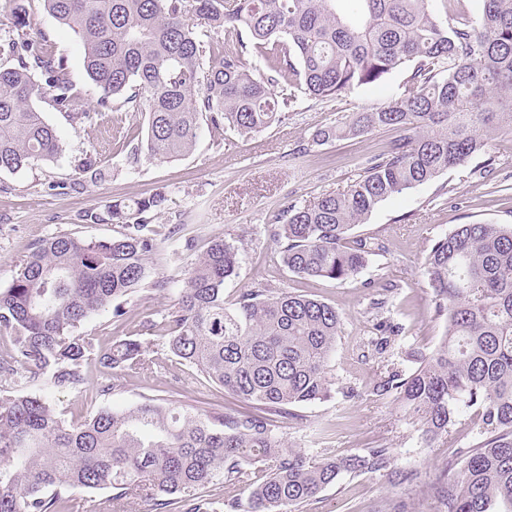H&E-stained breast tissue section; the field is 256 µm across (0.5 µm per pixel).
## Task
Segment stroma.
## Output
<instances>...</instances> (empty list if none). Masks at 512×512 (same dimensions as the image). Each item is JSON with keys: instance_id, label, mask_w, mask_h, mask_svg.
Returning a JSON list of instances; mask_svg holds the SVG:
<instances>
[{"instance_id": "stroma-1", "label": "stroma", "mask_w": 512, "mask_h": 512, "mask_svg": "<svg viewBox=\"0 0 512 512\" xmlns=\"http://www.w3.org/2000/svg\"><path fill=\"white\" fill-rule=\"evenodd\" d=\"M30 16L34 28L46 33L65 57L79 90L75 110L86 118L72 122L49 101H38L37 109L60 139V156L19 172L0 170V289L9 287L15 270L40 240L60 234L111 238L114 225L87 220L88 211H103L115 200L163 193L166 207L151 219L158 238H165L173 225L183 224L195 238L196 252L205 251L217 236L239 246L238 274L224 285L226 303L268 283L330 303L341 315L336 350L329 362L333 378L329 397L274 417L271 430L311 457L363 456L371 449L386 448L391 463L377 473L341 474L305 504L303 512H441L431 490L443 481L448 462L471 445L475 414L464 412L451 439L428 446L404 419L394 395H375L371 389L388 369L409 373L416 366V355L435 350L444 335L443 322L433 317V294L423 275L432 241L459 224L512 225V141L490 147L495 158L491 171H483L474 159L374 209L354 232L380 236L385 249L372 255L354 280H303L274 262L277 245L270 217L288 202L310 201L346 189L362 174L368 159L399 138V130L390 128L324 145L312 141L318 128L379 106L402 92L404 73H392L380 84L330 101H302L288 109L282 122L250 137L226 132L220 147L213 146L204 127L186 156L172 161L142 156L134 161L131 143L145 139L146 116L95 111L99 90L85 71L80 38L58 24L42 0H31ZM90 155L108 167L104 181L88 189H52V182L72 177ZM152 266L158 276L170 279L166 291L134 294L122 323L113 322L111 311H102L83 325V333L108 345L137 336L141 323L160 320L175 310L187 278L185 266L173 264L163 251L154 256ZM381 294L388 301L385 318L402 328L385 366L372 346L371 301ZM149 341L159 357L149 373L115 374L92 363L86 384L49 391V400L69 418L103 407L125 409L145 398L176 399L224 413L241 409V402L223 387L173 359L166 336L158 333Z\"/></svg>"}]
</instances>
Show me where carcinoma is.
Instances as JSON below:
<instances>
[{"label": "carcinoma", "instance_id": "carcinoma-1", "mask_svg": "<svg viewBox=\"0 0 512 512\" xmlns=\"http://www.w3.org/2000/svg\"><path fill=\"white\" fill-rule=\"evenodd\" d=\"M43 2L81 38L100 90L95 111L120 105L146 114L145 150L157 160L190 153L203 125L218 145L226 130L246 137L281 121L301 96L331 100L408 73L400 95L313 135L323 145L382 128L404 132L348 189L273 215L277 262L300 278H355L384 249L376 237L351 235L379 204L486 153L498 137L512 139V0H482L476 15L450 12L448 0H356L354 16L338 11L340 0ZM6 5L14 25L0 39V170L20 171L62 150L34 101L47 98L69 114L77 91L64 57L32 31L25 0ZM192 11L224 39L194 29ZM250 53L267 72L249 66ZM107 175L89 157L72 185L95 186ZM164 202L159 192L107 206L117 227L110 239L37 242L0 291V328L11 344L0 359L10 381L0 395V512H73L75 491L102 489L158 506L180 494L183 512H235L237 499L194 497L217 476L248 491L245 512H300L340 473L387 467L385 448L311 459L271 433L272 417L330 395L341 315L263 283L226 304L240 248L221 237L191 260L178 309L140 332H166L170 355L232 392L245 411L146 398L69 422L29 391L39 380L57 390L84 383L92 358L128 375L155 364L140 337L98 347L80 329L102 310L124 316L122 302L141 289L168 288L149 264L160 249L150 214ZM183 231L176 224L169 232L178 261L195 249ZM423 269L434 316L445 323L442 341L372 393L396 394L428 446L451 436L460 412L476 410L472 445L438 494L445 512H494L498 501L512 508V225L459 224L434 240ZM375 330L384 335L380 355L401 333L383 317Z\"/></svg>", "mask_w": 512, "mask_h": 512}]
</instances>
